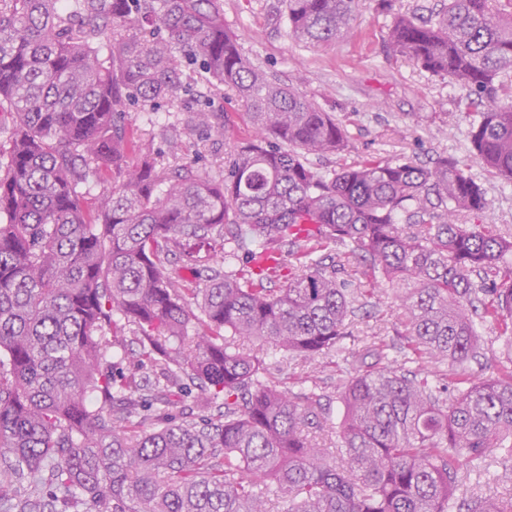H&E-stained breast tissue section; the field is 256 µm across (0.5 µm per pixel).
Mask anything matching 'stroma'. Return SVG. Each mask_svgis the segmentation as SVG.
Masks as SVG:
<instances>
[{
	"instance_id": "obj_1",
	"label": "stroma",
	"mask_w": 512,
	"mask_h": 512,
	"mask_svg": "<svg viewBox=\"0 0 512 512\" xmlns=\"http://www.w3.org/2000/svg\"><path fill=\"white\" fill-rule=\"evenodd\" d=\"M221 3L224 22L237 35L245 58L281 82L297 84L307 98L344 126L347 147L313 159L318 171L352 166L369 155L409 159L423 166L445 156L463 166L483 186L488 202L485 215L463 212L458 216L459 223L492 224L500 232L512 233V179L483 167L472 157L468 130L478 104L471 102L465 88L396 54L386 42L394 16L416 14L428 18L440 12L448 0H363L350 33L323 46L290 35L283 0ZM210 98L224 127L223 134L187 128L182 112H143L136 107L129 110L127 131L134 138L151 141L161 162H169L167 143L174 138L182 142L186 158L195 161L199 172L221 174L227 153L249 138L253 129L242 103L231 91H214ZM332 255L338 278L346 282L348 290L360 293L352 335L345 342L350 354L359 355L381 339L389 344L391 358L403 360L404 328L395 290L383 285L373 294H366L364 262L341 246ZM476 331L480 354L466 363L465 371L477 380L512 354L496 323L477 321ZM265 360L270 379L294 392L315 389L325 416L340 420L337 385L347 372V364L333 355L310 364L271 349ZM502 470L493 458L477 467L463 464L461 493L490 498L512 495V481L502 478Z\"/></svg>"
}]
</instances>
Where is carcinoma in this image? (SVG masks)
<instances>
[{"instance_id":"cac0c4a2","label":"carcinoma","mask_w":512,"mask_h":512,"mask_svg":"<svg viewBox=\"0 0 512 512\" xmlns=\"http://www.w3.org/2000/svg\"><path fill=\"white\" fill-rule=\"evenodd\" d=\"M359 2L285 0L289 33L327 43ZM493 2L448 0L433 22L397 15L387 42L484 101L474 158L512 177V91L504 104L496 85L512 69V17ZM187 65L232 90L255 131L221 178L162 167L128 136L125 106L175 107ZM197 96L191 126L222 133ZM0 112L12 136L0 162L1 508L512 512V497L456 496L462 454L495 453L512 477V367L479 381L457 370L479 354V305L512 350V237L455 223L487 209L459 164L370 156L318 172L309 156L344 150L345 129L243 56L220 0H0ZM105 174L112 190L85 208ZM226 241L248 265L208 266L202 288L181 278L179 262ZM331 245L403 290L408 347L451 367L446 387L374 344L338 387L336 427L320 395L267 381L265 345L314 362L350 335L346 283L314 257ZM486 270L501 283L475 284ZM128 332L153 379L114 373ZM191 395L204 415L172 416ZM317 428L339 433L336 454L313 443Z\"/></svg>"}]
</instances>
